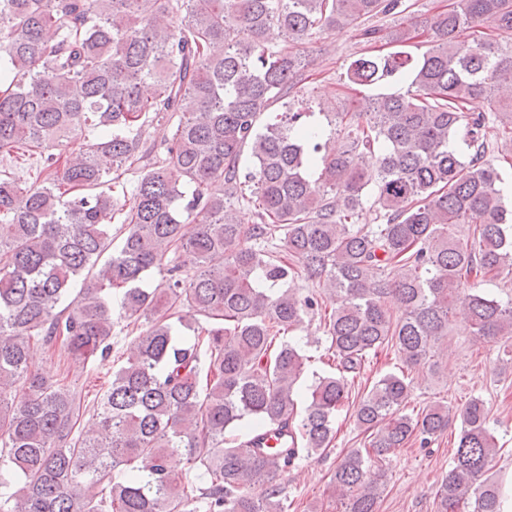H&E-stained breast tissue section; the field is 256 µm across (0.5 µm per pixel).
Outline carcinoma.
<instances>
[{"mask_svg": "<svg viewBox=\"0 0 512 512\" xmlns=\"http://www.w3.org/2000/svg\"><path fill=\"white\" fill-rule=\"evenodd\" d=\"M410 8L0 0V152L37 148L45 172L40 185L0 176V512H287L279 477L330 447L370 353L389 344L402 367L434 373L433 349L459 316L480 340L512 338V298L466 287L512 266V204L486 159L488 130L512 141V100L495 97L512 84V43H501L512 35V0H454L424 21L431 44L420 55L406 50L415 25L384 36L366 25ZM325 26L391 44L355 60L347 78L399 89L322 109L324 125L307 120L309 98L288 96L306 80V41ZM271 27L280 49L263 43ZM280 101L284 119L261 123ZM481 101L494 109L476 110ZM164 119L173 133L144 164L127 209L96 156L132 169L144 159V127ZM334 134L344 150H329ZM89 135L90 148L63 155V144ZM243 178L248 196L238 195ZM243 202L251 225L236 215ZM367 203L373 223L362 224ZM185 214L197 224L190 237ZM117 218L128 226L118 245ZM277 235L282 251L250 244ZM169 253L182 261L145 287ZM301 275L333 301L313 343L328 344L335 372L305 388L309 356L289 336L319 299L291 288ZM114 304L149 326L76 439L80 400L33 369L30 348L84 364L107 357ZM412 384L390 372L360 397L367 445L332 475L339 512H378L371 462L448 431L444 405L404 412ZM457 417L437 512H503L484 400ZM181 460L197 485L181 482Z\"/></svg>", "mask_w": 512, "mask_h": 512, "instance_id": "carcinoma-1", "label": "carcinoma"}]
</instances>
